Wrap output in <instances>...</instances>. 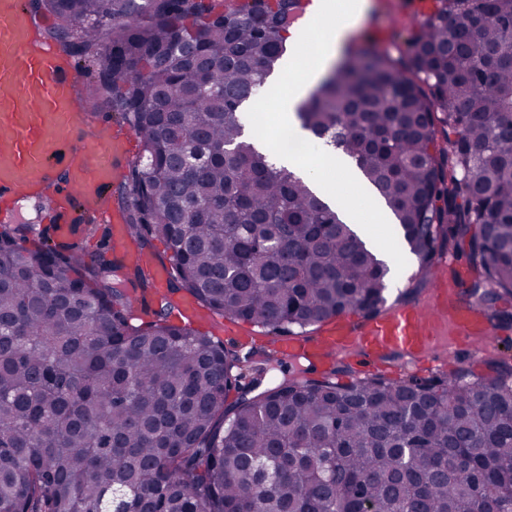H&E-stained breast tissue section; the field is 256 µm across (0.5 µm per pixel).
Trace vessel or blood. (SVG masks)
I'll return each mask as SVG.
<instances>
[{"mask_svg":"<svg viewBox=\"0 0 512 512\" xmlns=\"http://www.w3.org/2000/svg\"><path fill=\"white\" fill-rule=\"evenodd\" d=\"M126 158L124 140L87 138L72 67L36 41L22 0H0V202L50 188L48 221L58 235L85 217L111 222L103 200ZM461 292L459 280L442 277L417 304L368 321L343 315L315 338H282L276 351L318 364L438 367L492 334L479 306L460 302Z\"/></svg>","mask_w":512,"mask_h":512,"instance_id":"1","label":"vessel or blood"}]
</instances>
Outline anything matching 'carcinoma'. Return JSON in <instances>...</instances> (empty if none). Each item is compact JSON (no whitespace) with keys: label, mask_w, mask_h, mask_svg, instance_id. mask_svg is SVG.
I'll list each match as a JSON object with an SVG mask.
<instances>
[{"label":"carcinoma","mask_w":512,"mask_h":512,"mask_svg":"<svg viewBox=\"0 0 512 512\" xmlns=\"http://www.w3.org/2000/svg\"><path fill=\"white\" fill-rule=\"evenodd\" d=\"M302 0H31L95 69L141 142L110 203L168 290L279 334L384 312L391 269L246 134L243 107L287 51ZM342 153L426 277L466 260L494 329L512 328V0H436L401 43L348 49L298 112ZM0 225V512H512V365L432 383L345 364L265 383L273 356L144 322L151 270L103 231L34 241Z\"/></svg>","instance_id":"obj_1"}]
</instances>
